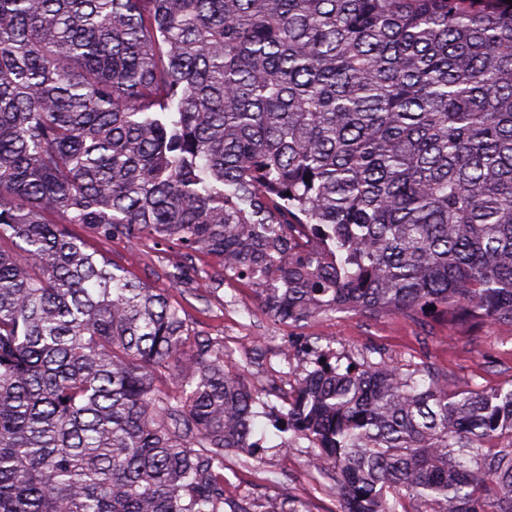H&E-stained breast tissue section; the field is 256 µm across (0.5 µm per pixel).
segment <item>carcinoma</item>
<instances>
[{"instance_id":"1","label":"carcinoma","mask_w":512,"mask_h":512,"mask_svg":"<svg viewBox=\"0 0 512 512\" xmlns=\"http://www.w3.org/2000/svg\"><path fill=\"white\" fill-rule=\"evenodd\" d=\"M68 224L280 322L512 324V3L0 0V512H262L224 345ZM287 405L338 512H512V386L317 359Z\"/></svg>"}]
</instances>
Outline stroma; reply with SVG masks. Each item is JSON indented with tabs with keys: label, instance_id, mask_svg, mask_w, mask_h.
Returning a JSON list of instances; mask_svg holds the SVG:
<instances>
[{
	"label": "stroma",
	"instance_id": "stroma-1",
	"mask_svg": "<svg viewBox=\"0 0 512 512\" xmlns=\"http://www.w3.org/2000/svg\"><path fill=\"white\" fill-rule=\"evenodd\" d=\"M88 244L146 285L163 290L180 304L192 325L224 345L233 363L254 386L263 403L253 442L261 461L243 454L226 460L229 495L249 493L261 501L289 499L302 512H337L333 483L308 465L307 440L285 443L273 422L305 361L323 356L347 361L368 355L392 364L413 361L434 369L449 383L476 381L487 387L512 383V324L481 327L452 325L437 315L414 318L336 312L298 325L274 321L262 309L251 286L215 279L213 261L199 255L182 262L176 247L153 243L134 246L116 237H88ZM182 265V282L169 274Z\"/></svg>",
	"mask_w": 512,
	"mask_h": 512
}]
</instances>
